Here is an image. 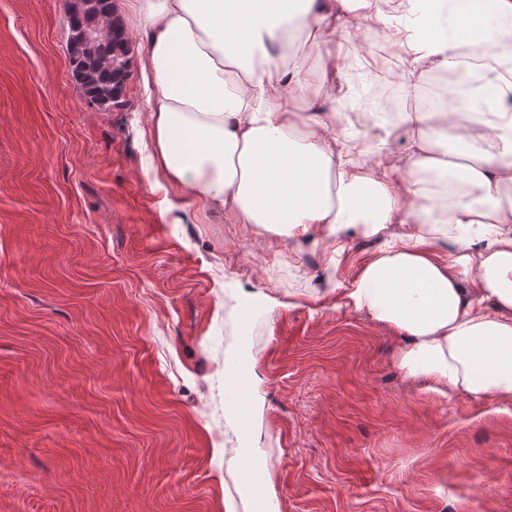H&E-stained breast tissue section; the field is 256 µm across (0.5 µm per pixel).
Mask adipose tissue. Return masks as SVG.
Wrapping results in <instances>:
<instances>
[{
	"mask_svg": "<svg viewBox=\"0 0 512 512\" xmlns=\"http://www.w3.org/2000/svg\"><path fill=\"white\" fill-rule=\"evenodd\" d=\"M155 170L188 198L331 254L350 229L381 238L343 297L406 338L396 362L426 391L512 403V0H135ZM495 18L496 32L486 21ZM380 27L402 91L432 72L480 77L490 109L449 97L438 113L378 124L354 145L321 103L349 48ZM328 77H321L318 61ZM471 119L458 123L461 113ZM403 164L391 159L396 127ZM453 238L449 261L433 255Z\"/></svg>",
	"mask_w": 512,
	"mask_h": 512,
	"instance_id": "obj_1",
	"label": "adipose tissue"
}]
</instances>
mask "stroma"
<instances>
[{
	"label": "stroma",
	"instance_id": "obj_1",
	"mask_svg": "<svg viewBox=\"0 0 512 512\" xmlns=\"http://www.w3.org/2000/svg\"><path fill=\"white\" fill-rule=\"evenodd\" d=\"M68 2L0 0V512H253L224 390L243 349L269 512H512V404L422 391L343 301L378 241L332 263L158 182L146 45L93 104ZM389 78L339 99L354 137Z\"/></svg>",
	"mask_w": 512,
	"mask_h": 512
}]
</instances>
